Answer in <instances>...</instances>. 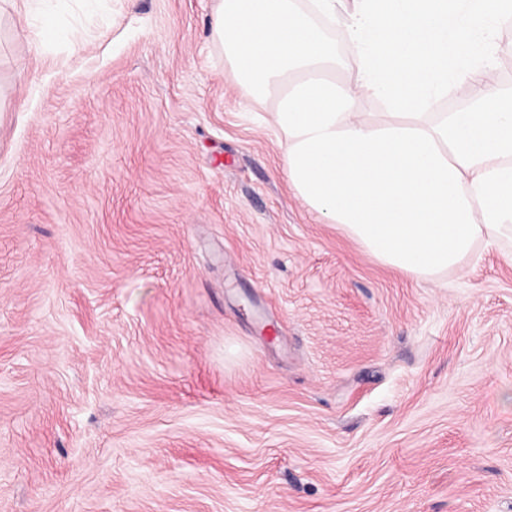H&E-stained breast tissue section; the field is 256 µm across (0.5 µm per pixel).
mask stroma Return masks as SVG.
Masks as SVG:
<instances>
[{
	"instance_id": "obj_1",
	"label": "stroma",
	"mask_w": 512,
	"mask_h": 512,
	"mask_svg": "<svg viewBox=\"0 0 512 512\" xmlns=\"http://www.w3.org/2000/svg\"><path fill=\"white\" fill-rule=\"evenodd\" d=\"M214 5L0 7V512H512V246L320 220Z\"/></svg>"
}]
</instances>
